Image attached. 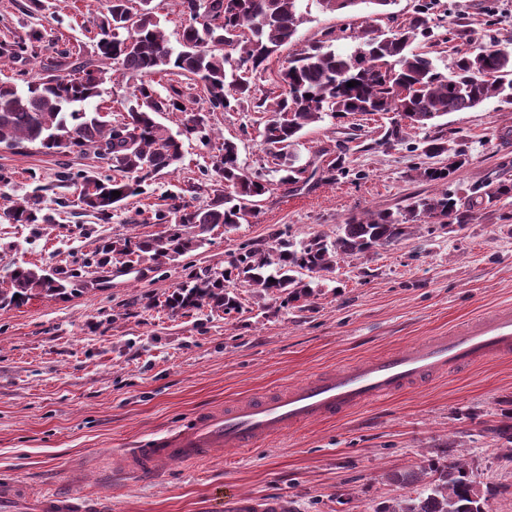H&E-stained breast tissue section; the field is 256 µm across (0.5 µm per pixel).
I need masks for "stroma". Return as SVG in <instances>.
I'll use <instances>...</instances> for the list:
<instances>
[{
  "label": "stroma",
  "mask_w": 512,
  "mask_h": 512,
  "mask_svg": "<svg viewBox=\"0 0 512 512\" xmlns=\"http://www.w3.org/2000/svg\"><path fill=\"white\" fill-rule=\"evenodd\" d=\"M26 0H0V40L40 29L46 46L66 43L93 54L106 0H45L42 16L25 13ZM370 7L341 14L312 10L295 44L283 46L266 71L252 77L251 100L210 114V147L184 143L174 174L146 195L127 199L100 220L82 209L76 186L61 187V169L92 172L91 155L0 149V208L44 186L50 224L0 221V288L13 265L69 266L100 239L160 232L140 223L138 211L165 207L169 195L203 208L216 196L200 169L215 161L225 141L238 147L249 170L269 169L258 136L257 99L276 87L274 77L295 48L346 31L353 35ZM432 56L450 66L456 49L491 33L512 40V0H436ZM391 114L326 117L306 127L296 148L300 161L335 155L349 130L361 146L346 157L345 177L291 192L277 185L237 228L215 231L197 250L175 260H144L120 272L103 290L65 299L35 296L0 309V512H31L47 488L101 512H225L238 495L276 496L288 512H377L400 490L392 473L427 459L467 462L472 478L496 486L486 512H512V452L496 434L512 425V358L488 357L466 369L386 397L333 420L309 423L253 448L201 460L172 462L160 478L121 474L113 457L177 428L190 414L226 408L249 396H271L305 378L358 359L439 336L477 316L512 307V199L478 207L470 224L416 223L395 246L340 263L314 277V294L294 305L260 298L236 284L237 313L202 308L178 314L159 302L189 267L221 269L241 243L271 244L275 232L291 240L335 237L339 224L369 211L401 212L411 197L437 191L418 178L416 146L424 136H446L467 161L448 189L469 196L473 186L512 179V104L487 100L454 112L427 130L385 142Z\"/></svg>",
  "instance_id": "stroma-1"
}]
</instances>
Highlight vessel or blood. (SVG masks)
Returning a JSON list of instances; mask_svg holds the SVG:
<instances>
[{"label":"vessel or blood","mask_w":512,"mask_h":512,"mask_svg":"<svg viewBox=\"0 0 512 512\" xmlns=\"http://www.w3.org/2000/svg\"><path fill=\"white\" fill-rule=\"evenodd\" d=\"M512 352V310L501 309L451 331L394 352L306 379L273 398L243 401L224 410L194 414L148 444L121 451L122 471L156 474L169 461H192L250 448L295 427L332 419L426 378ZM227 512H287L281 498L237 497Z\"/></svg>","instance_id":"vessel-or-blood-1"}]
</instances>
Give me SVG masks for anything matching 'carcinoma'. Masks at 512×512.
Instances as JSON below:
<instances>
[{
  "instance_id": "cac0c4a2",
  "label": "carcinoma",
  "mask_w": 512,
  "mask_h": 512,
  "mask_svg": "<svg viewBox=\"0 0 512 512\" xmlns=\"http://www.w3.org/2000/svg\"><path fill=\"white\" fill-rule=\"evenodd\" d=\"M129 2L109 0L93 58L81 56L67 44L54 46L44 57V34L34 29L12 41H0V67L40 60L37 72L21 68L16 79L0 81V148L14 151L30 146L65 155L93 151L120 176L65 169L58 173V182L76 183L80 204L103 220L124 200L144 194L154 181L178 170L184 159L183 139L193 137L209 146L207 113L228 110L232 102L250 98L251 75L264 69L283 45L296 40L308 15L304 0H182L189 23L174 46L150 7L151 0H138L137 9ZM315 2L322 11L340 13L370 3L376 13L387 15L396 0ZM432 5L433 0H420L412 19L395 30L366 24L354 35L358 44L350 54L332 49L340 37L330 32L281 66V93L267 108L258 104L269 112L260 131L261 145L283 172L279 184L301 191L318 181L347 175L344 150L325 166L314 161L300 165L293 153L300 132L328 114L342 118L391 112L397 120L387 136L399 140L408 127L425 129L449 113L474 110L491 98L512 104V49L497 41L477 42L455 59L451 71L443 72L429 53L413 47L420 37H434ZM107 60L120 64L122 77L130 80L127 117L118 124L105 120L98 107L89 110L111 78L100 66ZM170 69L203 83L207 109L188 107L185 92L175 85L164 93L158 90L153 76ZM350 81L356 86H347ZM164 112L183 114L177 132L157 121ZM420 155L448 158L446 165L416 167L418 177L445 185L464 164L465 153L448 139L429 136L422 141ZM201 175L206 181L224 184V192L207 207L192 208L178 201L166 210L153 211L143 223L164 225L160 235L105 239L95 248L93 259L84 263L82 273L69 269L50 274L41 266L17 265L10 272L9 286L0 288V307L17 306L36 295L64 298L89 286L102 289L107 281L88 277L89 268L104 271L115 256L139 264L147 257L172 260L190 253L216 228L227 230L242 223L273 186L263 172L245 170L232 142L224 143L220 158L203 168ZM113 191L121 195L114 198ZM508 198H512V180H491L475 186L465 198L444 188L414 197L397 215L376 211L350 216L332 240L315 235L294 242L279 233L269 248L242 243L224 270H190L160 306L171 312L208 307L229 315L240 307L237 295L228 289L236 281L247 283L261 296L272 294L292 305L311 296L303 278L306 272L325 276L335 272L341 261L387 249L423 218L441 225L468 224L475 206H494ZM0 219L10 224L49 221L36 191L4 209ZM391 481L401 488L422 483L424 490L416 497H396L377 512H485L494 495L493 487H483L471 478L462 461L423 463L394 474Z\"/></svg>"
}]
</instances>
